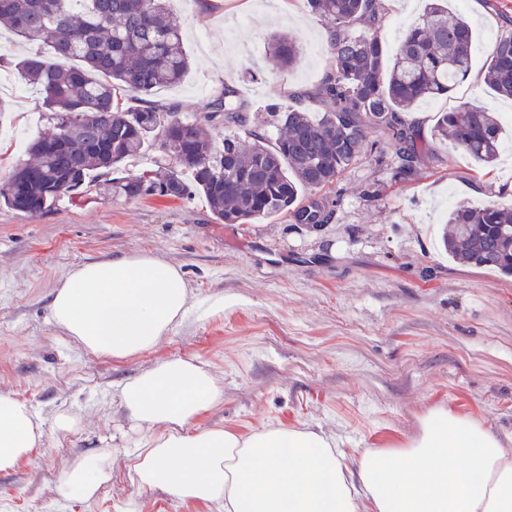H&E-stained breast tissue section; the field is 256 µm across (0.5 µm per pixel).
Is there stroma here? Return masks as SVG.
<instances>
[{
    "instance_id": "obj_1",
    "label": "stroma",
    "mask_w": 512,
    "mask_h": 512,
    "mask_svg": "<svg viewBox=\"0 0 512 512\" xmlns=\"http://www.w3.org/2000/svg\"><path fill=\"white\" fill-rule=\"evenodd\" d=\"M381 41L393 54L421 0H384ZM191 66L155 98L192 115L233 85L263 126L268 105L315 91L330 69L328 34L306 0H170ZM476 31L473 70L450 95L403 113L423 139L439 113L478 100L496 113L504 143L487 172L434 143L414 175L397 177L387 137L329 191L337 207L314 228L281 215L220 224L202 197L125 199L101 183L32 217L0 207V394L28 400L44 423L41 445L0 472V512H219L136 482L130 459L148 431L120 389L171 358H191L224 388L223 400L191 424L247 434L268 424L306 427L335 439L349 467L368 448L413 437L444 407L472 417L512 456V277L448 258L439 239L449 202L512 204V99L481 77L512 0H448ZM292 33L302 57L281 69L266 38ZM0 181L51 129L40 97L0 68ZM143 251L185 273L191 308L155 347L114 360L95 355L49 319L54 288L73 268ZM223 296V314L201 320L196 304ZM62 414L79 418L59 432ZM109 451L112 476L91 501L56 487L80 458Z\"/></svg>"
}]
</instances>
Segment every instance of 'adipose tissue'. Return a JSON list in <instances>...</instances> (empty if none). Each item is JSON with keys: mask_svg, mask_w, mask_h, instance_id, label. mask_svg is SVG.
<instances>
[{"mask_svg": "<svg viewBox=\"0 0 512 512\" xmlns=\"http://www.w3.org/2000/svg\"><path fill=\"white\" fill-rule=\"evenodd\" d=\"M185 274L151 251L81 265L54 292L49 317L94 353L123 359L156 345L188 311ZM131 419L151 428L133 470L140 487L224 512H512V460L479 421L437 407L413 439L366 449L350 469L333 439L266 425L243 435L190 424L224 397L190 359L166 360L120 391ZM43 423L24 400L0 394V472L41 443ZM110 478L102 452L59 481L66 499L89 501Z\"/></svg>", "mask_w": 512, "mask_h": 512, "instance_id": "adipose-tissue-1", "label": "adipose tissue"}]
</instances>
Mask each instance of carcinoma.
<instances>
[{"label":"carcinoma","instance_id":"obj_1","mask_svg":"<svg viewBox=\"0 0 512 512\" xmlns=\"http://www.w3.org/2000/svg\"><path fill=\"white\" fill-rule=\"evenodd\" d=\"M46 2L0 0V24L15 38L80 62L63 66L36 52L13 63L0 54L52 112V129L30 146L32 159L16 164L0 184V206L32 217L85 185L110 179L114 194L126 199L201 193L225 224L286 214L298 224L321 226L337 203L310 194L331 187L375 150L367 128L387 134L400 173L411 172L426 144L400 113L448 95L472 70L474 30L467 17L448 16L445 0H428L392 59L379 36L383 0H306L329 32L332 69L315 96L332 107L314 115L300 105L270 106L273 139L251 125L247 106L228 84L192 116L152 99L189 68L167 0H53L51 10ZM358 25L365 30L356 34ZM267 54L290 68L300 51L291 36L274 32ZM483 83L512 96V29L492 45ZM120 89L138 105L119 106ZM217 125L234 131L220 146L208 132ZM502 135L497 117L473 102L440 113L433 130L435 141L484 169L498 160ZM155 145L163 154L155 168L115 176L124 162ZM446 223L443 244L454 259L512 276V206L456 204L448 207Z\"/></svg>","mask_w":512,"mask_h":512}]
</instances>
